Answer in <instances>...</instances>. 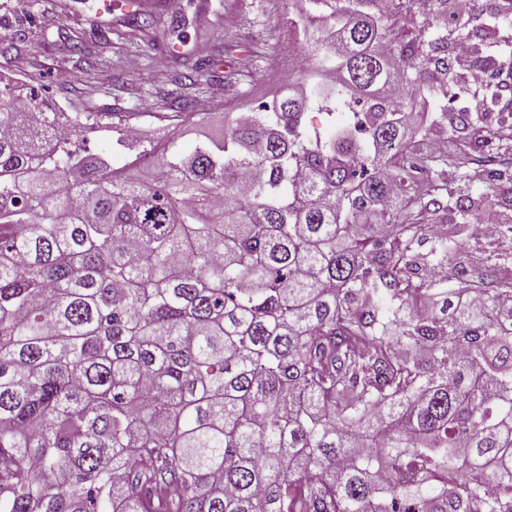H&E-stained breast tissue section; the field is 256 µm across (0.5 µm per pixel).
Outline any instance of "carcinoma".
Segmentation results:
<instances>
[{
    "label": "carcinoma",
    "mask_w": 512,
    "mask_h": 512,
    "mask_svg": "<svg viewBox=\"0 0 512 512\" xmlns=\"http://www.w3.org/2000/svg\"><path fill=\"white\" fill-rule=\"evenodd\" d=\"M324 2L288 24L299 78L222 140L117 138L150 181L0 84V512H512V252L466 267L463 193L512 123L484 125L498 87L431 113L474 141L408 127L448 91L407 71L462 91L455 42L491 29L471 0L428 40Z\"/></svg>",
    "instance_id": "1"
}]
</instances>
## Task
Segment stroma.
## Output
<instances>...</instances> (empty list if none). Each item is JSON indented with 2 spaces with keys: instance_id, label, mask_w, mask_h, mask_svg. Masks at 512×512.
Instances as JSON below:
<instances>
[{
  "instance_id": "1",
  "label": "stroma",
  "mask_w": 512,
  "mask_h": 512,
  "mask_svg": "<svg viewBox=\"0 0 512 512\" xmlns=\"http://www.w3.org/2000/svg\"><path fill=\"white\" fill-rule=\"evenodd\" d=\"M139 2L153 17L143 31L126 9L100 14L98 0H0V71L83 117L94 153L132 125L146 144L221 139L225 104L250 112L297 72L288 22L318 11L314 0ZM408 17V30L426 36L451 24L438 0H413Z\"/></svg>"
}]
</instances>
